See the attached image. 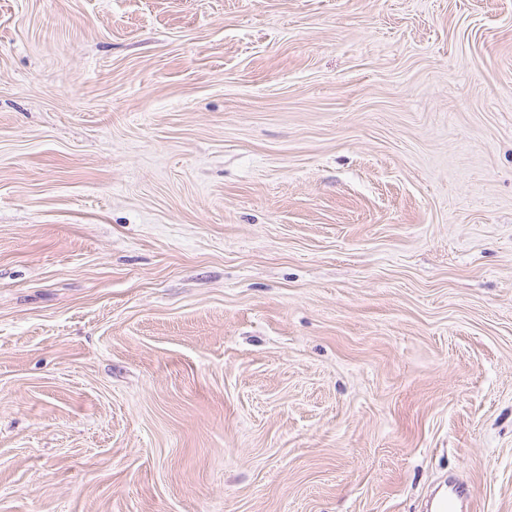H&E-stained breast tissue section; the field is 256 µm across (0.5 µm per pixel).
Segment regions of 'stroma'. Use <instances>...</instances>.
I'll return each instance as SVG.
<instances>
[{"label":"stroma","mask_w":512,"mask_h":512,"mask_svg":"<svg viewBox=\"0 0 512 512\" xmlns=\"http://www.w3.org/2000/svg\"><path fill=\"white\" fill-rule=\"evenodd\" d=\"M512 512V0H0V512ZM471 489L464 484H449L448 495L435 503L434 512H462L466 510V503L471 497Z\"/></svg>","instance_id":"1"}]
</instances>
